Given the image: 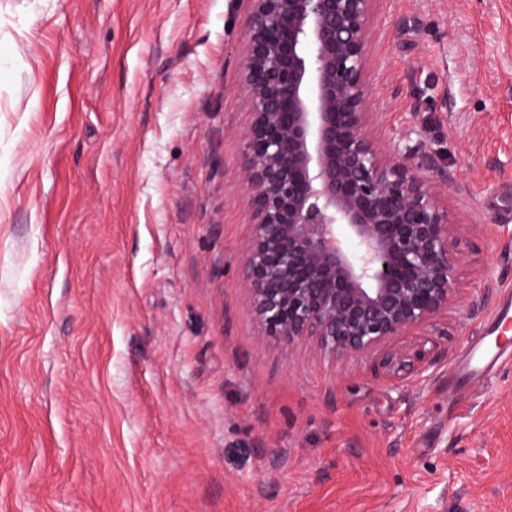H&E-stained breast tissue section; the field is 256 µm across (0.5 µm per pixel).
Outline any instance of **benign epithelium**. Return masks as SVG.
Wrapping results in <instances>:
<instances>
[{"label":"benign epithelium","mask_w":512,"mask_h":512,"mask_svg":"<svg viewBox=\"0 0 512 512\" xmlns=\"http://www.w3.org/2000/svg\"><path fill=\"white\" fill-rule=\"evenodd\" d=\"M373 0H250L239 178L242 288L263 335L333 357L377 350L458 300L460 226L421 139L370 124Z\"/></svg>","instance_id":"7a95c632"}]
</instances>
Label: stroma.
<instances>
[{"label": "stroma", "instance_id": "stroma-1", "mask_svg": "<svg viewBox=\"0 0 512 512\" xmlns=\"http://www.w3.org/2000/svg\"><path fill=\"white\" fill-rule=\"evenodd\" d=\"M249 8L0 0V512H512V360L451 385L512 291V0L373 4V127L447 171L463 298L336 359L240 283Z\"/></svg>", "mask_w": 512, "mask_h": 512}]
</instances>
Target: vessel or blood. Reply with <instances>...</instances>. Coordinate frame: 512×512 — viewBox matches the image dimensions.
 Returning a JSON list of instances; mask_svg holds the SVG:
<instances>
[{
    "label": "vessel or blood",
    "mask_w": 512,
    "mask_h": 512,
    "mask_svg": "<svg viewBox=\"0 0 512 512\" xmlns=\"http://www.w3.org/2000/svg\"><path fill=\"white\" fill-rule=\"evenodd\" d=\"M511 352L512 297H508L497 305L481 338L469 347L458 369L459 382L467 384L489 380Z\"/></svg>",
    "instance_id": "obj_1"
}]
</instances>
